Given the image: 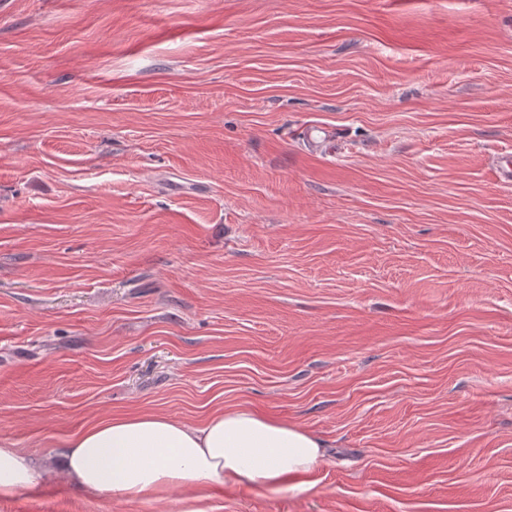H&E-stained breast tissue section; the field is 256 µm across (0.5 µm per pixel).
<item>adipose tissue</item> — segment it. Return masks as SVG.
<instances>
[{
    "label": "adipose tissue",
    "mask_w": 512,
    "mask_h": 512,
    "mask_svg": "<svg viewBox=\"0 0 512 512\" xmlns=\"http://www.w3.org/2000/svg\"><path fill=\"white\" fill-rule=\"evenodd\" d=\"M324 448L300 425L237 406L198 425L152 412L105 417L67 443L59 464L85 491L151 499L179 487L199 500L227 482L261 488L310 474ZM42 478L30 455L0 445V498L39 491Z\"/></svg>",
    "instance_id": "obj_1"
}]
</instances>
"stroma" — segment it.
<instances>
[{
    "label": "stroma",
    "instance_id": "35a3bbf8",
    "mask_svg": "<svg viewBox=\"0 0 512 512\" xmlns=\"http://www.w3.org/2000/svg\"><path fill=\"white\" fill-rule=\"evenodd\" d=\"M510 159L512 0H0V443L239 405L326 456L204 512H512Z\"/></svg>",
    "mask_w": 512,
    "mask_h": 512
}]
</instances>
